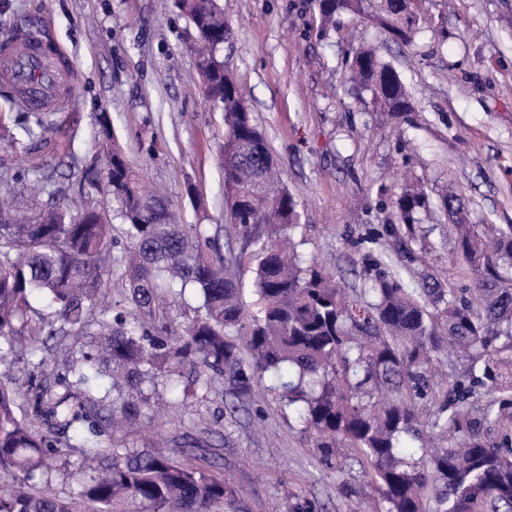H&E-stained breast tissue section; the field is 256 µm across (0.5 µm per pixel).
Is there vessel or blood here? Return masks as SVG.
Here are the masks:
<instances>
[{
	"label": "vessel or blood",
	"instance_id": "1",
	"mask_svg": "<svg viewBox=\"0 0 512 512\" xmlns=\"http://www.w3.org/2000/svg\"><path fill=\"white\" fill-rule=\"evenodd\" d=\"M71 70L65 52L49 49L29 31H19L12 41L0 45V76L18 88L31 109L62 108Z\"/></svg>",
	"mask_w": 512,
	"mask_h": 512
}]
</instances>
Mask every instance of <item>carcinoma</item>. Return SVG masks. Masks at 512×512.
Instances as JSON below:
<instances>
[{"mask_svg":"<svg viewBox=\"0 0 512 512\" xmlns=\"http://www.w3.org/2000/svg\"><path fill=\"white\" fill-rule=\"evenodd\" d=\"M177 8L197 32L204 94L224 112V190L243 247L226 255L206 225L180 223L162 195L141 187L114 141L105 179L93 163L83 178L112 194L122 223L125 245L115 262L125 280L117 285L99 265L116 241L98 211L74 216L57 207L20 222L13 200L0 197V364L42 351L48 336L102 327L101 345L79 356L58 343L52 376L63 392L36 395L44 423L73 431L83 448L105 418L93 419L86 408L97 401L71 388L93 374L127 387L144 375L181 378L187 369L186 402L214 374L241 391L271 374L282 406L297 412L326 468L368 467L380 512H512V225L455 220L454 199L442 200L455 257L472 284L456 292L432 271H411L418 215L430 205L421 189L406 187L393 202L397 223L383 226L393 248L367 255L370 282L337 286L295 251L298 202L279 186L244 93L216 55L230 34L218 0H177ZM318 10L325 35L336 16L363 13V0H321ZM379 22L398 39L413 33L405 0H384ZM348 66L392 117L412 111L400 75L374 51H351ZM252 262L257 301L249 309L237 271ZM189 285L201 294L202 312L178 336L149 337L163 322L160 295ZM116 286L121 298L111 310L99 309ZM35 293L49 297L54 317L31 304ZM456 351L468 357L466 375L436 381ZM480 388L490 397L485 405L474 398ZM20 396L21 386L0 384V470L29 481L43 473L54 444L18 415ZM427 402L426 427L438 446L420 448L417 457L406 442L421 439ZM113 455L112 465L92 469L77 492L94 512H243L234 486L187 459L131 448ZM0 512L77 508L52 493L16 491L0 494Z\"/></svg>","mask_w":512,"mask_h":512,"instance_id":"obj_1","label":"carcinoma"}]
</instances>
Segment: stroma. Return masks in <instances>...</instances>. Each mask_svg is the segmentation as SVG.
<instances>
[{
	"instance_id": "1",
	"label": "stroma",
	"mask_w": 512,
	"mask_h": 512,
	"mask_svg": "<svg viewBox=\"0 0 512 512\" xmlns=\"http://www.w3.org/2000/svg\"><path fill=\"white\" fill-rule=\"evenodd\" d=\"M231 28L217 56L242 86L284 184L297 200L295 238L304 258L347 288L362 287L365 257L404 185L421 186L432 208L421 214L416 269L431 268L457 288L470 284L452 257L446 195L467 223L512 225V0H414L411 42L386 39L375 19L344 13L319 37L315 0H220ZM43 32L73 62L68 100L30 137L14 89L0 80V175L16 184L28 215L61 204L112 215V198L88 188L81 169L99 157L100 116H108L143 184L162 191L187 224L206 225L239 248L224 204L220 148L224 115L206 101L186 46L196 36L173 0H0V33ZM374 48L399 73L414 107L411 124L388 119L369 87L350 79L346 52ZM53 174L56 194L36 170ZM163 441L175 457L199 442L212 471L244 492L245 512H288L286 492L347 512L338 486H365L360 466L326 469L312 438L265 383L235 396L213 377L203 401L177 404L166 420L142 406L135 424H103L95 439L103 464L116 448L147 453ZM50 467L35 481L0 473V491L48 490L74 499L84 478L81 448L56 437Z\"/></svg>"
}]
</instances>
